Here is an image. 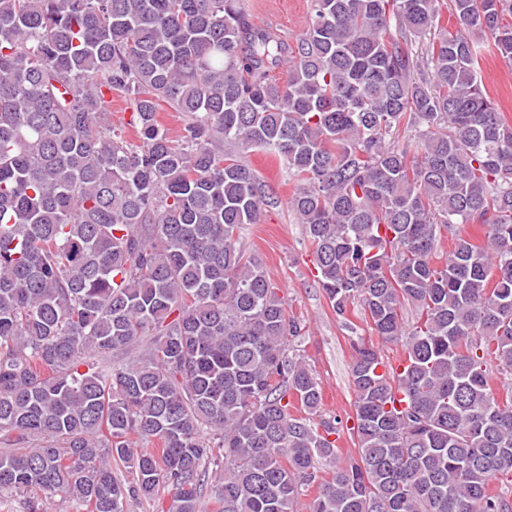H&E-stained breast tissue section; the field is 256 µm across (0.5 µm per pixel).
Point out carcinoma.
<instances>
[{
	"label": "carcinoma",
	"instance_id": "cac0c4a2",
	"mask_svg": "<svg viewBox=\"0 0 512 512\" xmlns=\"http://www.w3.org/2000/svg\"><path fill=\"white\" fill-rule=\"evenodd\" d=\"M441 2L312 0L288 40L241 0H0V508L199 512L215 467L214 512L312 487L310 512H512V124L477 76L487 44L512 63V0H449L454 33ZM253 147L296 184L336 318L404 352L353 340L343 464L304 326L239 246L281 204ZM111 119L114 125L122 126L128 139L134 140V128L128 125L131 119V109L124 97L112 93ZM353 321L358 325L360 328L359 333L361 336L371 339L376 347H378L381 351V355L385 362L390 364L392 360L400 357V354L402 351L401 345L393 344V343H384L382 342L377 336H374L371 333V330L367 327L365 322H363L361 319L353 317Z\"/></svg>",
	"mask_w": 512,
	"mask_h": 512
}]
</instances>
